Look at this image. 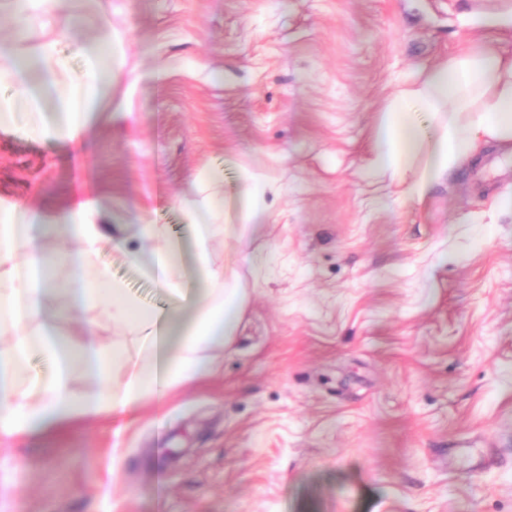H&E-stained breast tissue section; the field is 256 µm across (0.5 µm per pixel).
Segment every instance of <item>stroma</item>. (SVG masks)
Here are the masks:
<instances>
[{
	"label": "stroma",
	"instance_id": "obj_1",
	"mask_svg": "<svg viewBox=\"0 0 512 512\" xmlns=\"http://www.w3.org/2000/svg\"><path fill=\"white\" fill-rule=\"evenodd\" d=\"M112 14L111 29L95 21ZM512 0H63L0 38L68 31L117 77L82 145L0 128V202L55 221L82 186L116 224L149 215L189 234L190 179L219 171L243 223V172L265 179L260 233L216 239L246 291L218 373L162 415L77 418L0 435V512H512V163L482 147L422 198L370 167L375 128L426 68L487 45L512 55ZM144 309L167 294L118 252ZM136 352L105 308L58 331Z\"/></svg>",
	"mask_w": 512,
	"mask_h": 512
}]
</instances>
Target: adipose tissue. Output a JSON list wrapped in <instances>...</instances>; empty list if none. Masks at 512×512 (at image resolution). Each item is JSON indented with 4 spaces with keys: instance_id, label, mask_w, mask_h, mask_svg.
Listing matches in <instances>:
<instances>
[{
    "instance_id": "1",
    "label": "adipose tissue",
    "mask_w": 512,
    "mask_h": 512,
    "mask_svg": "<svg viewBox=\"0 0 512 512\" xmlns=\"http://www.w3.org/2000/svg\"><path fill=\"white\" fill-rule=\"evenodd\" d=\"M78 49L85 64L76 72L55 41L29 52L0 39V85H21L17 94L0 96V127L80 143L106 101L113 71L103 67L97 44ZM491 141L512 151V58L479 47L425 70L395 94L375 129L371 167L406 179V193L420 195ZM223 209L213 196L189 206L202 283L190 301L175 275L179 248L169 243L167 225L143 216L132 228L112 226L94 201L71 190L59 218L75 243L68 261L80 282L69 306L78 311L111 301L113 320H134L141 334V352L133 356L93 342L76 351L57 335L43 301L51 263L42 254L39 216L26 205L0 206V334L8 338L0 349V433L43 434L79 416H123L146 405L159 411L171 390L213 375L209 351L230 345L245 305L242 288L211 260L217 233H235L220 224ZM131 235L142 247L130 258L170 296L165 307L141 310L110 269L94 263L104 248L124 250ZM36 355L53 363L51 373L31 371ZM76 359L101 382L99 392L73 395L69 364Z\"/></svg>"
}]
</instances>
